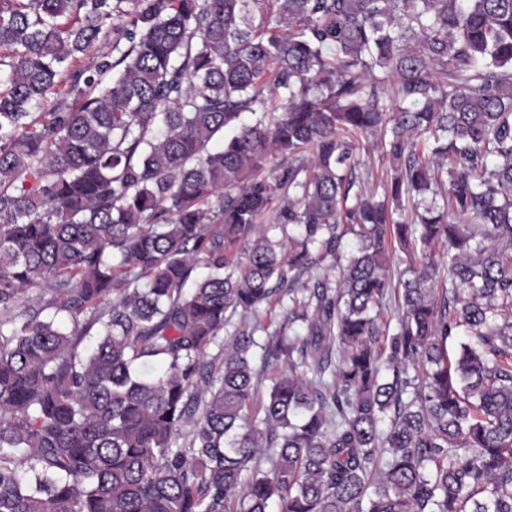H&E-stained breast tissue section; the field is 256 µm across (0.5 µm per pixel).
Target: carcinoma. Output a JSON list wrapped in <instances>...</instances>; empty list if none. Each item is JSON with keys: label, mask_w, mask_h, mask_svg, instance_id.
I'll return each instance as SVG.
<instances>
[{"label": "carcinoma", "mask_w": 512, "mask_h": 512, "mask_svg": "<svg viewBox=\"0 0 512 512\" xmlns=\"http://www.w3.org/2000/svg\"><path fill=\"white\" fill-rule=\"evenodd\" d=\"M0 72V512H512V0H0ZM281 296L282 293L270 305L263 303L260 306V317L262 322L269 328V332L279 328L288 317V295L284 296L283 300L279 302L278 300Z\"/></svg>", "instance_id": "obj_1"}]
</instances>
